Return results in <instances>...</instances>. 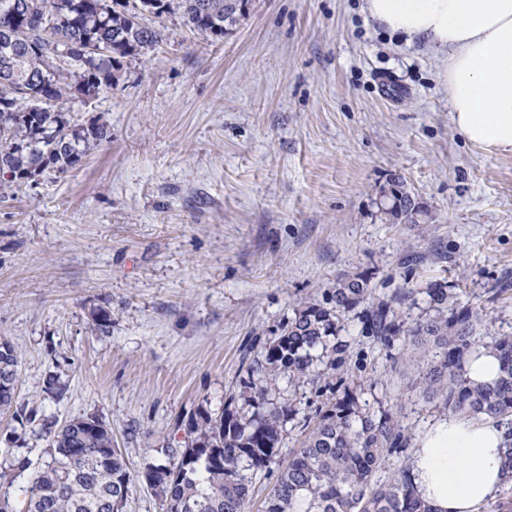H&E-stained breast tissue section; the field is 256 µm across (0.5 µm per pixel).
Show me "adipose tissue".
Instances as JSON below:
<instances>
[{
  "label": "adipose tissue",
  "mask_w": 512,
  "mask_h": 512,
  "mask_svg": "<svg viewBox=\"0 0 512 512\" xmlns=\"http://www.w3.org/2000/svg\"><path fill=\"white\" fill-rule=\"evenodd\" d=\"M406 44L448 56L442 77L456 131L485 153L512 150V0H365ZM504 428L451 414L418 438L410 475L433 512H479L502 484Z\"/></svg>",
  "instance_id": "1"
}]
</instances>
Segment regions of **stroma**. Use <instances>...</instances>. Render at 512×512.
Returning <instances> with one entry per match:
<instances>
[{"label": "stroma", "instance_id": "stroma-1", "mask_svg": "<svg viewBox=\"0 0 512 512\" xmlns=\"http://www.w3.org/2000/svg\"><path fill=\"white\" fill-rule=\"evenodd\" d=\"M364 0H249L223 42L204 45L179 15L165 42L72 116L112 139L64 177L0 198V336L20 355L19 427L33 466L47 459L39 421L90 414L112 428L128 468L166 462L182 424L203 411L247 414L248 366L299 302H325L364 275L380 297L424 317L426 283L481 305L486 333L512 334V152L485 155L455 132L444 54L397 41ZM400 179L426 211L394 224L381 192ZM112 311L107 333L90 312ZM342 366L317 380L279 377L290 401L275 456L254 472L247 512H263L278 476L322 410L346 390L370 405L415 375L401 337L382 343L343 318ZM68 384L45 390L49 374Z\"/></svg>", "mask_w": 512, "mask_h": 512}]
</instances>
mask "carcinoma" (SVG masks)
Segmentation results:
<instances>
[{
    "label": "carcinoma",
    "instance_id": "cac0c4a2",
    "mask_svg": "<svg viewBox=\"0 0 512 512\" xmlns=\"http://www.w3.org/2000/svg\"><path fill=\"white\" fill-rule=\"evenodd\" d=\"M15 12L0 14V188L19 189L23 177L40 171L65 176L111 138L101 118L74 121L65 104L89 103L112 89L124 66L165 40L156 20L176 12L198 38L224 40L243 16L247 0H15ZM73 49L58 61L56 51ZM393 224H421L425 210L395 183L380 200ZM434 314L406 324L395 298L374 297L360 275L336 280L332 306L303 302L249 365L245 418L225 411L218 418L198 412L189 419L184 447L167 449L168 461L138 475L162 503V512H246L250 478L245 470L265 466L275 455L292 404H270L271 384L282 375L296 383L320 376L323 364L341 366L347 344L342 317L362 309L374 336H401L412 360L421 352L422 397L442 411L512 426V336H476L482 309H458L446 285L424 288ZM93 327L106 332L112 310L91 311ZM476 345L494 349L500 375L491 385H473L463 373L464 353ZM13 371L0 378V407L13 406L19 365L15 347L0 338V356ZM50 461L31 474L21 512H123L133 476L112 441V429L96 415L59 429L43 420ZM399 416L373 411L346 393L325 410L281 473L265 512H433L420 499L410 469L386 484L375 481L385 458L406 447ZM0 485L30 470L31 462L0 449Z\"/></svg>",
    "mask_w": 512,
    "mask_h": 512
}]
</instances>
